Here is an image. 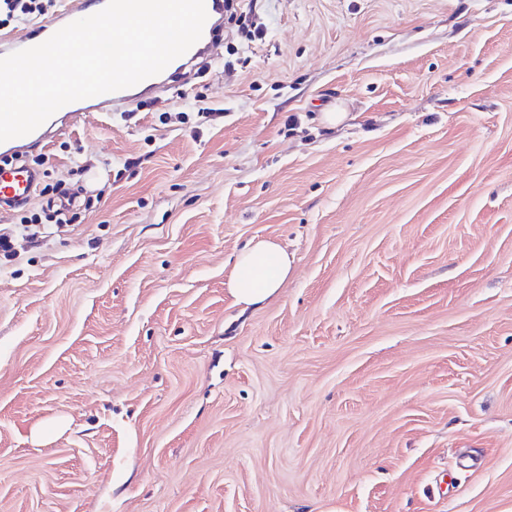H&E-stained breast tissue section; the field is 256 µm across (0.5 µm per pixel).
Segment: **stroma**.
<instances>
[{
  "mask_svg": "<svg viewBox=\"0 0 512 512\" xmlns=\"http://www.w3.org/2000/svg\"><path fill=\"white\" fill-rule=\"evenodd\" d=\"M236 9L22 147L75 201L0 211V512H512V0ZM207 20L203 28L201 38L182 56L172 61L160 74L149 77L137 85L117 92L98 95L95 97L80 100V103L73 102L60 108L58 112H86L88 109H97L101 112H117L125 108L129 103L138 98L142 90L158 87L159 78L166 74L180 58L193 54L200 55L212 37L217 27L216 17L222 14L223 10L230 13L229 19L234 17L236 8L233 0H205ZM290 267L288 253L279 244L254 240L236 254L227 288L245 308L264 303L282 288Z\"/></svg>",
  "mask_w": 512,
  "mask_h": 512,
  "instance_id": "35a3bbf8",
  "label": "stroma"
}]
</instances>
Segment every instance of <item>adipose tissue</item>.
Segmentation results:
<instances>
[{
	"label": "adipose tissue",
	"instance_id": "obj_1",
	"mask_svg": "<svg viewBox=\"0 0 512 512\" xmlns=\"http://www.w3.org/2000/svg\"><path fill=\"white\" fill-rule=\"evenodd\" d=\"M291 261L276 242L259 239L234 259L227 288L237 304L250 307L273 298L288 278Z\"/></svg>",
	"mask_w": 512,
	"mask_h": 512
}]
</instances>
